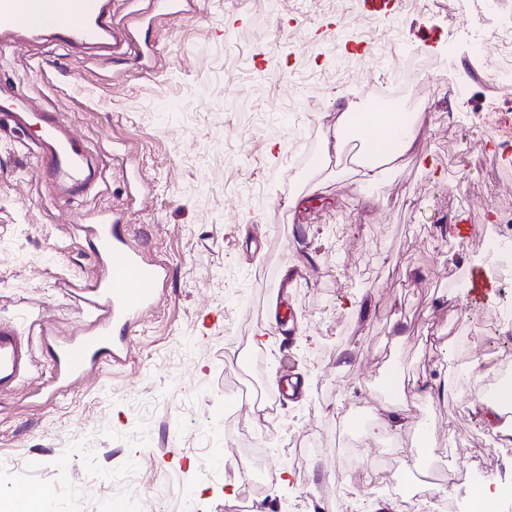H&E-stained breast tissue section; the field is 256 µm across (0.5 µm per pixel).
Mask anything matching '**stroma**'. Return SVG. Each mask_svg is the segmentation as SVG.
Returning a JSON list of instances; mask_svg holds the SVG:
<instances>
[{"label":"stroma","mask_w":512,"mask_h":512,"mask_svg":"<svg viewBox=\"0 0 512 512\" xmlns=\"http://www.w3.org/2000/svg\"><path fill=\"white\" fill-rule=\"evenodd\" d=\"M137 50L72 52L16 36L0 43V89L57 112L98 174L69 196L19 130L0 122V322L32 344L33 366L0 390V500L66 472L54 512H232L240 469L227 451L237 386L303 382L277 423L254 421L268 475L256 512L342 497L347 512H403L379 480L335 463L338 432L379 429L395 412L396 473L434 459L454 475L426 502L478 504L512 480L507 430L475 407L505 374L512 264L481 242L512 209V90L489 73L492 34L512 0H195L155 14L114 0ZM421 59L417 100L392 101L419 130L409 156L363 183L333 136L339 108L369 105ZM318 158L310 168L309 158ZM115 210L131 246L167 271L159 303L129 329L119 360L50 393L47 338L88 323L70 288L101 267L77 213ZM494 280L480 303L468 273ZM427 393L415 394L414 379ZM315 437L317 453L288 445Z\"/></svg>","instance_id":"stroma-1"}]
</instances>
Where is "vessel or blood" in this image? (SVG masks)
Listing matches in <instances>:
<instances>
[{
  "label": "vessel or blood",
  "mask_w": 512,
  "mask_h": 512,
  "mask_svg": "<svg viewBox=\"0 0 512 512\" xmlns=\"http://www.w3.org/2000/svg\"><path fill=\"white\" fill-rule=\"evenodd\" d=\"M21 34L32 39H50L77 49L114 48L130 44L128 30L112 19L111 0H0V36ZM12 112L15 125L40 132L31 138L48 176L69 179L71 195L87 194L90 185L80 175L82 154L72 130L58 113L33 102L0 103ZM90 246L105 266L102 276L83 284L84 302L91 322L86 332L55 344L54 388L92 370L107 359H117L123 350V334L160 297L165 271L130 248L112 212L81 216ZM27 337L14 325L0 323V390L18 383L30 369Z\"/></svg>",
  "instance_id": "b4317fda"
}]
</instances>
